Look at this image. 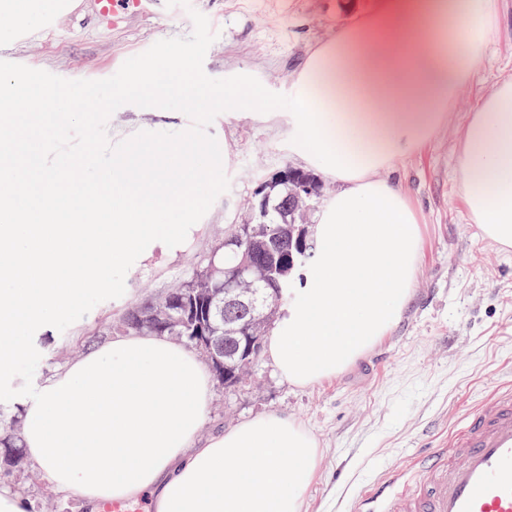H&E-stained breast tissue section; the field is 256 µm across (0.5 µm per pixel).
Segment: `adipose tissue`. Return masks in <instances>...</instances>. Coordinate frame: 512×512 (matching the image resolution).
<instances>
[{
	"instance_id": "ef3b65f1",
	"label": "adipose tissue",
	"mask_w": 512,
	"mask_h": 512,
	"mask_svg": "<svg viewBox=\"0 0 512 512\" xmlns=\"http://www.w3.org/2000/svg\"><path fill=\"white\" fill-rule=\"evenodd\" d=\"M498 0H372L312 49L282 94L242 70L222 93L186 63L136 69L124 97L154 110L256 112L278 99L288 151L338 186L316 222L319 257L288 322L266 344L279 376L305 386L336 378L399 318L422 255L420 220L385 171L420 150L466 83L479 79ZM25 95L24 111L13 103ZM82 123L68 92L0 80V389L19 392L20 438L60 492L96 507L149 494L154 512H302L319 457L302 426L278 415L199 432L213 393L194 350L162 336H115L21 388L15 365L87 288L121 291L116 269L182 248L199 185L225 152L191 133L130 143L99 193L36 164L46 126ZM460 193L485 236L512 246V77L468 113ZM183 167L187 180L169 171Z\"/></svg>"
}]
</instances>
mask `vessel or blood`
I'll return each instance as SVG.
<instances>
[{"mask_svg":"<svg viewBox=\"0 0 512 512\" xmlns=\"http://www.w3.org/2000/svg\"><path fill=\"white\" fill-rule=\"evenodd\" d=\"M153 0H94L99 19L116 25L143 15ZM357 512H512V390L470 413L442 447L365 491Z\"/></svg>","mask_w":512,"mask_h":512,"instance_id":"b4317fda","label":"vessel or blood"}]
</instances>
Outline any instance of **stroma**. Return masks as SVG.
Segmentation results:
<instances>
[{"mask_svg":"<svg viewBox=\"0 0 512 512\" xmlns=\"http://www.w3.org/2000/svg\"><path fill=\"white\" fill-rule=\"evenodd\" d=\"M367 0H190L189 7L103 27L91 0H63L60 13L21 29L0 16V60L41 69L65 79H104L155 42L188 37L190 10L205 15L217 38L203 70L212 78L232 68L257 67L271 86L283 89L307 52L331 37ZM512 76V0H501L498 29L488 45L483 72L458 91L448 116L417 153L398 159L392 176L419 214L423 259L409 299L381 342L335 379L304 387L280 378L260 359L251 378L228 389L218 384L201 434L210 436L244 419L286 416L302 425L320 450L303 512H356L360 495L389 474L404 470L412 456L435 447L465 416L503 386L512 385V247L483 237L471 223L458 183L460 129L476 102L501 79ZM258 114L220 113L208 131L229 161L214 183L198 192L194 221L199 230L175 258L117 270L121 294L88 289L77 314L59 318L51 335L15 373L38 383L56 367L67 346L100 344L97 331L128 309L165 293L192 275L233 224L252 223L258 187L287 167V130ZM191 119L176 110L147 112L127 104L106 124L111 142L138 131L177 132Z\"/></svg>","mask_w":512,"mask_h":512,"instance_id":"stroma-1","label":"stroma"}]
</instances>
